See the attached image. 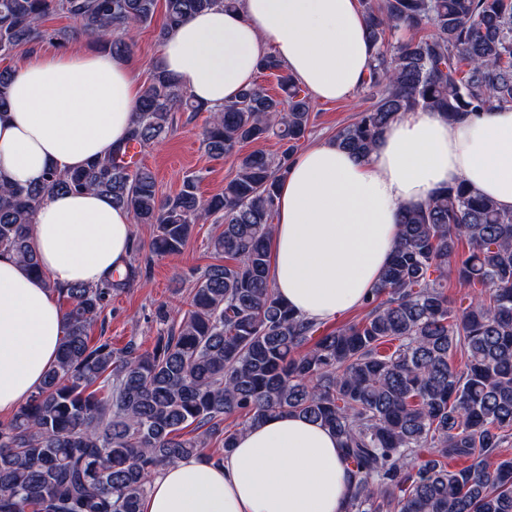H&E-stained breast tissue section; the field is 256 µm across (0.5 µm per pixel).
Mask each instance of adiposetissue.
I'll return each mask as SVG.
<instances>
[{
	"instance_id": "obj_1",
	"label": "adipose tissue",
	"mask_w": 512,
	"mask_h": 512,
	"mask_svg": "<svg viewBox=\"0 0 512 512\" xmlns=\"http://www.w3.org/2000/svg\"><path fill=\"white\" fill-rule=\"evenodd\" d=\"M275 53L314 101H343L372 61L358 0H242L187 18L161 63L204 108L221 109ZM141 84L126 56L74 47L35 51L16 68L0 114V178L39 181L103 156L131 128ZM466 182L512 212V109L455 121L409 112L364 159L325 140L301 148L280 181L272 235L280 298L328 322L360 307L398 242V214ZM132 215L97 192L53 194L37 208L42 276L0 253V413L42 383L65 335L57 289L96 285L123 267ZM348 475L333 432L281 414L248 426L221 462L163 466L142 512H344Z\"/></svg>"
}]
</instances>
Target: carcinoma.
Masks as SVG:
<instances>
[{
    "mask_svg": "<svg viewBox=\"0 0 512 512\" xmlns=\"http://www.w3.org/2000/svg\"><path fill=\"white\" fill-rule=\"evenodd\" d=\"M239 0H0V56L43 40L56 16L74 35L126 54V35L164 22L158 42L189 15ZM373 60L360 89L370 105L332 141L368 156L406 112L448 121L512 108V0H360ZM400 29L411 32L393 39ZM13 69L0 71V113ZM277 80L256 82L210 112L203 142L215 160L236 159L224 192L203 199L188 176L159 195L153 172L121 161L174 129L177 112L203 111L186 86L154 65L125 142L66 174L38 184L0 183V250L33 273L37 206L55 192L94 190L153 224L157 256L181 252L193 225L216 217L219 263L197 278L187 308L159 311L163 328L150 351L90 329L136 269L96 286L59 291L66 333L56 365L38 390L0 423V512H141L159 467L201 455L212 439L231 452L243 427L282 413L316 421L337 436L350 482L345 512H512V212L460 182L422 207L401 212L399 243L364 304V314L317 335L320 325L276 295L270 243L280 178L312 125L308 94L270 52L258 66ZM270 136L273 154L242 148ZM468 255H459L462 242ZM473 290L458 310L448 273ZM465 355L457 371L450 354ZM242 418L234 429L227 417ZM450 459H469L459 470Z\"/></svg>",
    "mask_w": 512,
    "mask_h": 512,
    "instance_id": "cac0c4a2",
    "label": "carcinoma"
}]
</instances>
